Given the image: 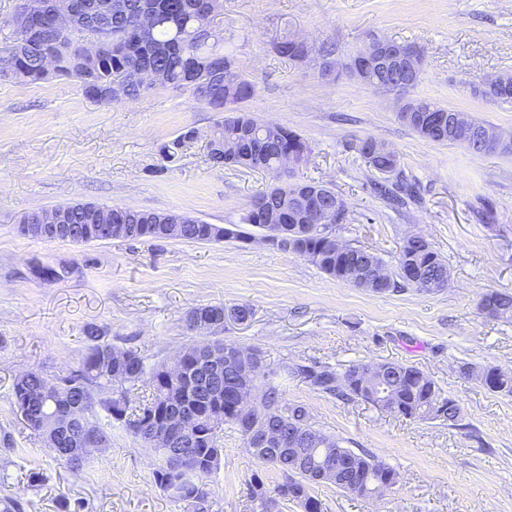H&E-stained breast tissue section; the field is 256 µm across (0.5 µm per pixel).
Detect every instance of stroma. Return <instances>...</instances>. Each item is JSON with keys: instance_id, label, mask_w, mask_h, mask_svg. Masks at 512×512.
Segmentation results:
<instances>
[{"instance_id": "1", "label": "stroma", "mask_w": 512, "mask_h": 512, "mask_svg": "<svg viewBox=\"0 0 512 512\" xmlns=\"http://www.w3.org/2000/svg\"><path fill=\"white\" fill-rule=\"evenodd\" d=\"M224 53L254 86L243 107L297 132L310 148L297 181L323 183L346 205L342 238L395 270L404 233L430 241L448 264L445 289L383 295L331 278L305 258L247 241L113 239L89 245L22 235L20 216L68 203L177 211L210 224L240 223L271 187L259 169L212 166L203 144L169 161L160 147L186 127L208 135L215 112L189 93L152 89L100 102L75 80L0 81V502L23 512H185L153 481L160 464L120 424L106 450L80 470L58 461L12 404L15 376L62 375L86 349L94 323L148 364L202 341L185 315L194 307L247 303L254 315L225 323L226 342L260 351L264 370L312 361L345 369L397 361L428 373L460 404L463 428L396 418L361 402L282 382L316 427L343 447L365 449L398 481L379 498L315 486L322 512H512V395L464 377L462 364L512 370V321L478 307L491 290L512 292V156L475 155L421 138L396 117L397 96L350 74L326 81L275 49L283 35L335 42L348 60L373 36L422 49L414 96L512 133V98L487 102L472 83L512 74V0H221ZM386 143L420 188L399 211L372 191L383 176L358 153L360 139ZM66 264L68 279L35 278L36 266ZM211 476L210 512H251L247 484L281 473L263 466L240 434L224 430Z\"/></svg>"}]
</instances>
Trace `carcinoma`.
<instances>
[{"label": "carcinoma", "mask_w": 512, "mask_h": 512, "mask_svg": "<svg viewBox=\"0 0 512 512\" xmlns=\"http://www.w3.org/2000/svg\"><path fill=\"white\" fill-rule=\"evenodd\" d=\"M80 10L73 28L63 33L49 20L48 16L33 10L27 18L36 27V37L24 51L18 52L8 47L0 52V80L33 83L49 78L76 79L86 93L96 97L97 90L116 79L124 82L126 94L130 98L139 97L147 90L141 80L142 71L150 69L162 79L161 87L189 92L193 97L204 101L220 118L210 132L206 143L208 155L215 156L214 164L223 167L242 166L265 170L283 182L256 196L242 221L255 228H262L261 214L268 209H279L288 214L287 231L295 244L291 251L301 256H320L314 262L326 275L346 281L356 288L364 287L362 270L386 269L383 259L376 253L360 255L359 248L349 247L340 253L329 249L325 236L311 233L298 224V205L294 198L295 184L288 182L289 173L280 168L282 155L293 156L295 165L306 162L309 147L297 133L278 125L273 130H264L254 124L253 115L238 104L249 99L254 92L235 66L233 60L224 55V37L219 29H212L208 38L198 37L194 20L206 11L218 9V0H78ZM151 16V23L143 24V15ZM99 41L95 53L85 55L79 45L86 40ZM279 54L295 63H302V50L294 46L290 39L278 42ZM317 55L332 61L337 70L355 71L356 62L363 50H358L348 62L338 63L336 45L322 42L313 46ZM55 54L57 67L49 72L43 58ZM419 78H414L410 89L402 90L399 101L398 119L419 134L422 138L437 143L458 145L465 150L470 146L457 137L427 135L422 132L420 122L406 120L407 107L414 104L422 115L447 114L449 107L435 101L407 98L405 94L415 89ZM496 78H485L471 86L474 96L484 100L503 98L495 90ZM253 126V136L234 154L224 153L221 141L234 135L240 126ZM186 147V133L181 132L162 147L164 158L173 159L182 154ZM357 151L373 170L394 177L392 186L378 184L380 196L393 207H402L406 199L412 198V185L405 182L397 153L383 142L371 137L359 140ZM71 223L79 225V232L85 236V243L95 242L91 223L96 213L93 208L80 203L70 204ZM151 214L122 206L112 207V223L137 224L139 230L135 238L161 240L164 235L148 225ZM181 240L196 243H212L209 225L188 224ZM410 258L422 269L423 278L416 289L434 292L448 285V265L424 238L407 236L400 247L397 261ZM487 314L503 320H512V295L491 290L480 300ZM213 308L224 312V322L214 326L224 329V323H245L253 315V308L246 304L224 306L215 304ZM83 334L87 341L86 350L77 368L69 373L50 377L38 369H30L26 376L15 379L12 401L17 413L34 431H39V421L50 414H56L69 422L67 431L62 433L60 444L65 448H81L88 433L109 436L108 431L96 420L102 410L111 420L123 425L146 445L151 446V429L169 422L174 411L169 409L168 400L174 392L180 393L182 403L196 408L198 421L193 434L178 447L191 454L196 461V471L180 472L176 479L185 490L195 485L206 486V479L215 472L221 462L223 448L220 446L219 430L215 424L232 425L241 435L245 447L251 455L266 466H271L282 474V481L274 488L275 496H270L265 482L258 474L248 483L247 498L252 503V512H272L278 500H287L308 510L321 512L320 501L312 495L314 484L308 479V471L334 470L338 457L346 455L354 460L355 475L336 473L335 479L325 483L337 489L360 497H380L397 482V471L378 460L365 450L355 451L341 446L340 441L316 428L305 406L291 404L284 399L278 379L282 376L300 378L317 393L338 396L348 401L362 402L389 415L405 419L441 420L450 426L462 421L458 401L444 395L434 379L419 368L399 362L358 363L342 371L318 362H293L282 366L279 371H269L260 375L259 400L273 411L269 421L271 429L281 433L284 447H294V442L307 436L316 439L312 446L308 466L299 470H289L272 459L264 458L251 448V428L249 421L240 416L234 406L232 394L240 384L238 366L229 362L227 352L237 349V345L226 343L219 337L207 342L209 356L221 366L219 376L203 378L197 372L195 356L185 354L186 377L177 382L169 380L166 363L147 366L144 359L134 350H126L132 379L128 387L146 382L152 390V400L143 403L129 412L128 394L113 392L112 380L105 379L98 372L99 365L110 352L112 342L106 339L102 327L90 323L84 326ZM461 373L467 377L475 374L471 368L461 366ZM496 374V382L488 389L504 394H512V372L499 370L494 365H486L476 373L478 378ZM161 455L162 464L153 471L155 485L166 490L163 485L168 469L172 468L166 457L168 448L156 449Z\"/></svg>", "instance_id": "1"}]
</instances>
